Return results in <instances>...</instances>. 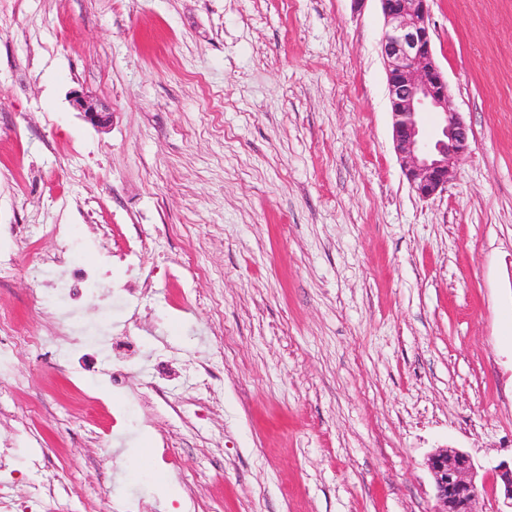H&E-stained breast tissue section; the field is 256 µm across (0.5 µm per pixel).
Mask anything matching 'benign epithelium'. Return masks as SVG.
<instances>
[{
  "instance_id": "1",
  "label": "benign epithelium",
  "mask_w": 512,
  "mask_h": 512,
  "mask_svg": "<svg viewBox=\"0 0 512 512\" xmlns=\"http://www.w3.org/2000/svg\"><path fill=\"white\" fill-rule=\"evenodd\" d=\"M385 28L381 55L387 75L392 115V141L403 174L416 195L431 199L448 190L456 164L470 149V129L451 108L448 81L435 57L431 27L432 0H379ZM77 108L97 128L108 126V104L83 93L75 95ZM440 119L439 134L427 141L423 115ZM437 512H477L484 491L476 481L471 457L456 449H441L428 458ZM495 494L512 510V461L495 469Z\"/></svg>"
}]
</instances>
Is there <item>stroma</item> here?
Masks as SVG:
<instances>
[{"instance_id":"1","label":"stroma","mask_w":512,"mask_h":512,"mask_svg":"<svg viewBox=\"0 0 512 512\" xmlns=\"http://www.w3.org/2000/svg\"><path fill=\"white\" fill-rule=\"evenodd\" d=\"M431 17L471 135L425 201L392 143L379 0H0V321L54 335L36 284L60 267L38 258L69 249L101 272L77 324L140 346L119 387L97 341L80 375L15 350L8 495L36 455L70 488L42 512H435L441 448L492 484L512 458V0ZM178 472L200 481L164 499ZM74 101L85 119L97 128L107 127L112 118L108 104L89 98L84 93L75 94Z\"/></svg>"}]
</instances>
